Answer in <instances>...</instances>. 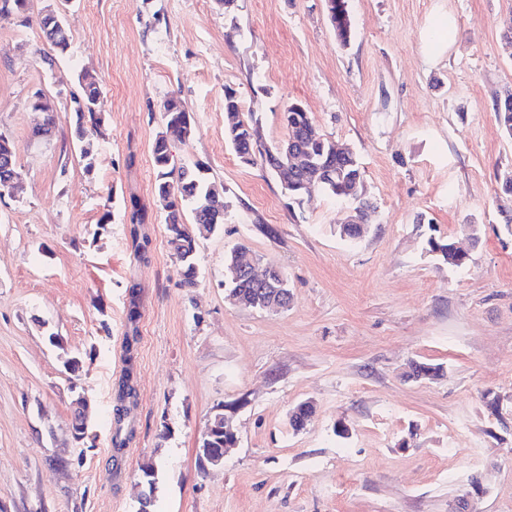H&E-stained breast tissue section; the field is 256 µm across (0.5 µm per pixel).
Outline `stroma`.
<instances>
[{"instance_id": "obj_1", "label": "stroma", "mask_w": 512, "mask_h": 512, "mask_svg": "<svg viewBox=\"0 0 512 512\" xmlns=\"http://www.w3.org/2000/svg\"><path fill=\"white\" fill-rule=\"evenodd\" d=\"M49 2L0 17V132L22 171L0 196V512H139L147 462L155 512H454L464 496L472 512H512V199L500 192L512 140L493 110L512 91V0H348L345 44L325 0L229 12L218 0H69L70 46L51 64L37 24ZM448 11L456 43L428 61L422 31ZM84 72L104 96L89 171L71 129ZM229 88L263 145L286 138L282 112L298 101L353 149L376 207L360 239L339 234L347 203L316 186L289 204L262 162L236 157ZM39 92L60 116L47 139L32 134ZM173 95L194 125L173 155L204 166L228 204L199 243L193 288L153 194ZM431 237L469 246L470 265L448 267ZM241 243L287 278V308L228 299L224 257ZM414 361L443 374L411 379ZM129 367L139 401L118 454L112 407ZM303 401L316 412L297 432L289 413ZM219 411L238 442L213 466L199 446Z\"/></svg>"}]
</instances>
